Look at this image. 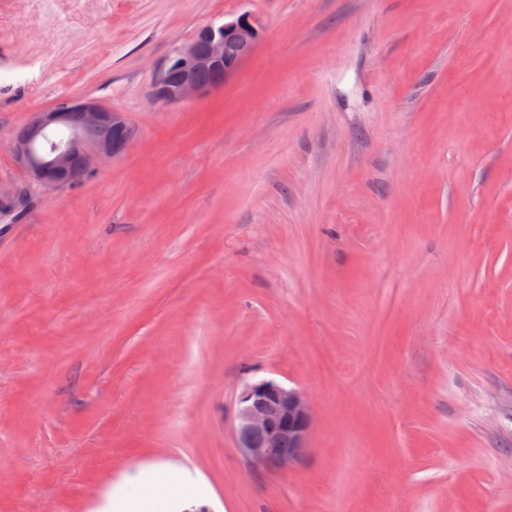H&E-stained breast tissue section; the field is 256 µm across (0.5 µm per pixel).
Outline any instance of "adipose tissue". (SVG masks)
<instances>
[{
    "mask_svg": "<svg viewBox=\"0 0 512 512\" xmlns=\"http://www.w3.org/2000/svg\"><path fill=\"white\" fill-rule=\"evenodd\" d=\"M145 483L152 488L151 496L119 486L112 491L105 512H168L174 504L172 490L191 487L196 480L185 468L163 464L147 475Z\"/></svg>",
    "mask_w": 512,
    "mask_h": 512,
    "instance_id": "1",
    "label": "adipose tissue"
}]
</instances>
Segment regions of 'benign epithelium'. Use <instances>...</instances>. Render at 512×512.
<instances>
[{
    "label": "benign epithelium",
    "mask_w": 512,
    "mask_h": 512,
    "mask_svg": "<svg viewBox=\"0 0 512 512\" xmlns=\"http://www.w3.org/2000/svg\"><path fill=\"white\" fill-rule=\"evenodd\" d=\"M261 20L243 12L220 24L200 28L175 48L165 61L153 97L163 104L197 99L216 85H203L202 70L221 71L227 79L247 55L233 56L239 46L252 53L263 40ZM97 137L88 140L85 132ZM125 116L87 98L67 97L35 113L23 138L11 148L17 165L30 182L60 188L83 181L123 154L131 140ZM313 410L306 395L274 379L246 382L237 396L234 431L236 449L250 465L284 469L299 464L309 450Z\"/></svg>",
    "instance_id": "7a95c632"
}]
</instances>
